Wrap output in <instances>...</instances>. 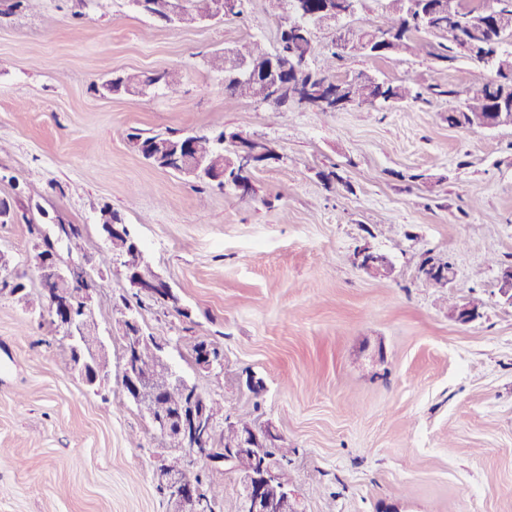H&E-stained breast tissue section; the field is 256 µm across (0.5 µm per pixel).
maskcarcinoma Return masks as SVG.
I'll list each match as a JSON object with an SVG mask.
<instances>
[{
    "label": "carcinoma",
    "instance_id": "1",
    "mask_svg": "<svg viewBox=\"0 0 512 512\" xmlns=\"http://www.w3.org/2000/svg\"><path fill=\"white\" fill-rule=\"evenodd\" d=\"M316 21L313 10H308L306 14L296 10L288 13L282 25L283 31L278 38L275 51L297 66L300 77L293 84L285 85L277 102L272 104L274 110L305 105L320 112H336V107H320L315 104V101L324 98L321 94V85L332 81L340 84L346 91V96L356 102L358 107L393 105L422 98L421 87L410 79L399 82H374L371 75L364 72L348 79H334L331 71L335 69L336 61L346 57V53L336 43L328 49L322 66L313 65L311 55L313 38L318 30ZM379 30L396 31V41L379 47L375 40V31L360 30L357 32L358 41L362 46L360 55L370 59H381L412 50L414 36L427 32L426 20L417 18L413 4L389 0L388 13L379 25ZM464 34L474 48L467 60L485 66V49L491 43L502 44L509 39L512 40V25L506 29L497 27L490 23L488 12L482 11L474 17V21L464 30ZM231 51L237 58L257 65L265 63L275 52L257 40L242 42L232 47ZM428 55L443 63L457 59L455 38L448 35L441 37V42L430 45ZM492 69L496 72V79L470 86L466 89L463 99L457 98L456 91H448V126H484L489 112L496 106L499 92L504 86L512 84V51L505 57H499ZM138 83L148 87L160 85L171 93L178 92L181 85L180 76L175 72L156 73L146 78L137 73L127 72L115 77L110 92L119 93L127 90L128 86ZM224 94L235 101L256 102L260 88L250 78H238L224 85ZM236 136L238 133L223 129L209 134H198L185 141L177 131L146 136L133 131L128 134V142L131 148L149 163L173 172L179 169L181 151L187 144L191 154L205 157L209 161V170L196 177L198 183L221 193L236 194L237 187L243 183L247 185V190H252L250 172L230 166L224 157V154L234 147L233 139ZM3 287L10 289V294L15 297L16 302L24 304L27 308L33 309L48 300L44 290H39L35 295L26 291V286L22 283L5 282ZM153 387L158 395L157 409L161 412L170 410L182 401L181 387L162 376L155 380ZM263 460L269 466L281 469H286L291 464L288 451L276 446L264 449Z\"/></svg>",
    "mask_w": 512,
    "mask_h": 512
}]
</instances>
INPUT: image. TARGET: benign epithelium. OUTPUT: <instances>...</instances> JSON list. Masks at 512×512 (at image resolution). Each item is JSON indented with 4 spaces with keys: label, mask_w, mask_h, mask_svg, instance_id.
Wrapping results in <instances>:
<instances>
[{
    "label": "benign epithelium",
    "mask_w": 512,
    "mask_h": 512,
    "mask_svg": "<svg viewBox=\"0 0 512 512\" xmlns=\"http://www.w3.org/2000/svg\"><path fill=\"white\" fill-rule=\"evenodd\" d=\"M356 9L357 0H323L326 16L319 19V23L325 27H334L336 22L353 15ZM167 12L174 22L194 23V19L184 9L183 0H169ZM430 31L438 35L452 32L457 36L459 53L466 55L470 52V43L459 35L460 28L450 25L445 29L437 23L430 26ZM279 94L280 83L276 73L271 71L265 74L261 82L263 102H271ZM238 143L239 149L232 162L244 170L256 165L258 158L262 156L280 155L277 144L272 141L241 136ZM100 230L104 244L112 253L113 264L126 271L132 287L142 294L152 296L164 306L174 310L181 309L178 296L160 277L142 281L136 275V266L146 262V259L139 247L132 252L122 248L127 225L102 224ZM355 263L358 268L375 275H387L391 272L384 257L368 246L358 249ZM36 268L39 281L46 286L67 279L75 272L74 267L60 261L50 243L40 250ZM49 303L57 329L68 342L74 371L89 387L103 384L109 376L108 366L102 362L103 356L108 353L107 346L103 341L95 347H89L85 343V337L99 335L90 288L81 289L75 297L57 288ZM121 325L125 342L122 383L126 397L163 439L189 450L190 461L204 459L214 468L222 466L230 470L237 458L245 455L259 458L265 448L278 441V436L268 427L235 426L233 442L224 448L215 447L214 433L218 423L207 415L208 400L198 391L196 385L174 368L166 352L167 343L146 333L137 313L131 308L124 312ZM144 347H150L157 353L155 374L166 376L183 388L182 402L169 414L159 413L155 409V396L151 389L155 374L151 375L142 370L138 359L139 352ZM195 364L199 370L209 372L216 368L219 359L204 345L195 355ZM155 480L170 489L171 512H216L215 501L190 476L189 470L175 472L162 462L155 470ZM238 481L242 512H302L293 487L266 467L263 461L254 469L240 474Z\"/></svg>",
    "instance_id": "7a95c632"
}]
</instances>
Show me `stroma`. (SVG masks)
<instances>
[{
  "label": "stroma",
  "mask_w": 512,
  "mask_h": 512,
  "mask_svg": "<svg viewBox=\"0 0 512 512\" xmlns=\"http://www.w3.org/2000/svg\"><path fill=\"white\" fill-rule=\"evenodd\" d=\"M282 17L272 0L191 25L132 0H0V200L12 215L0 252L34 286L30 228L47 230L61 260L96 280L111 359L108 385L89 390L47 307L0 292V512H169L154 481L166 444L122 385L117 307L133 290L99 264L106 206L181 299L177 313L141 296L143 329L225 414L273 427L304 512H512V305L499 293L512 126L446 120V90L494 72L438 63L420 34L409 53L349 56L335 75L411 78L423 100L277 113L229 101L208 57L250 38L274 48ZM161 70L181 74L178 93L97 90L116 72ZM134 129H228L276 142L280 157L254 171L253 194L204 191L144 161ZM62 224L80 230V252L59 240ZM364 245L392 275L356 266ZM429 257L451 263L447 286L423 281ZM451 298L483 300L481 318L455 323ZM191 341L216 347L221 367L197 370Z\"/></svg>",
  "instance_id": "stroma-1"
}]
</instances>
